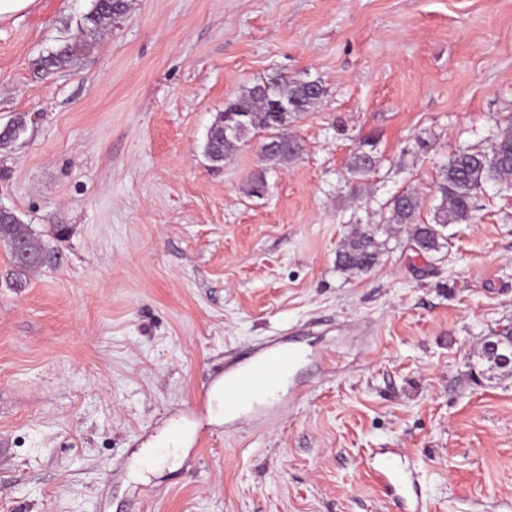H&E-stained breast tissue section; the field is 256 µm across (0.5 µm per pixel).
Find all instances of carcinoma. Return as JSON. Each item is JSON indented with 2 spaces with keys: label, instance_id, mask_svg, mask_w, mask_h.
<instances>
[{
  "label": "carcinoma",
  "instance_id": "obj_1",
  "mask_svg": "<svg viewBox=\"0 0 512 512\" xmlns=\"http://www.w3.org/2000/svg\"><path fill=\"white\" fill-rule=\"evenodd\" d=\"M128 11V0H92V8L83 17L82 39L65 41L34 63L35 69L50 72L70 64L78 53L92 46L101 30L114 25ZM324 95L322 85L313 81L297 83L284 74H273L245 88L224 111L218 113L209 128L204 147L208 160L218 165L244 143V138L224 137L225 116L242 119L245 134H260V154L264 158L284 162L297 158L301 152L299 142L288 132L290 118L307 112ZM23 130L22 119H17L0 130V149L8 148ZM368 142L360 143L353 154L350 168L366 173L376 166V156L365 149ZM512 186V124H508L497 140L486 151H462L448 160L436 183L440 204L432 222L419 223L421 198L413 191H403L389 202L388 225L412 226L415 246L422 252L437 251L442 246L441 229L449 224L467 221L474 210L477 191L486 183ZM0 242L5 246H18L25 260L13 259L16 279L43 261L44 245L38 237L24 227L19 217L7 211L0 219ZM380 243L372 228H353L336 254L337 266L353 274L371 270L379 260Z\"/></svg>",
  "mask_w": 512,
  "mask_h": 512
}]
</instances>
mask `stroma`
Returning <instances> with one entry per match:
<instances>
[{
  "label": "stroma",
  "instance_id": "1",
  "mask_svg": "<svg viewBox=\"0 0 512 512\" xmlns=\"http://www.w3.org/2000/svg\"><path fill=\"white\" fill-rule=\"evenodd\" d=\"M91 6L0 22V128L25 120L0 207L46 247L19 287L0 243V512H394L374 448L421 471L427 512H512V376L477 357L512 327V187L435 252L382 227L405 190L430 222L441 167L512 120V0H130L34 70ZM275 73L325 90L289 127L300 156L252 140L213 166L216 114ZM356 226L382 254L348 274ZM292 335L317 354L299 394L187 420L240 348ZM177 423L178 463H145ZM92 8L83 17L82 39L64 41L34 63L35 69L50 72L70 64L78 53L90 48L101 30L114 26L128 11V0H92ZM380 243L374 228H353L336 254L337 266L353 274L371 270L379 260Z\"/></svg>",
  "mask_w": 512,
  "mask_h": 512
}]
</instances>
